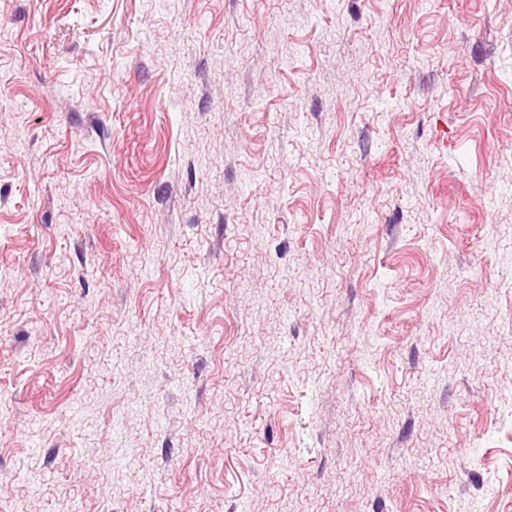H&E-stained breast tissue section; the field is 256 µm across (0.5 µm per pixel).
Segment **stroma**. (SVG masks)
I'll use <instances>...</instances> for the list:
<instances>
[{"label":"stroma","instance_id":"stroma-1","mask_svg":"<svg viewBox=\"0 0 512 512\" xmlns=\"http://www.w3.org/2000/svg\"><path fill=\"white\" fill-rule=\"evenodd\" d=\"M0 512H512V0H0Z\"/></svg>","mask_w":512,"mask_h":512}]
</instances>
